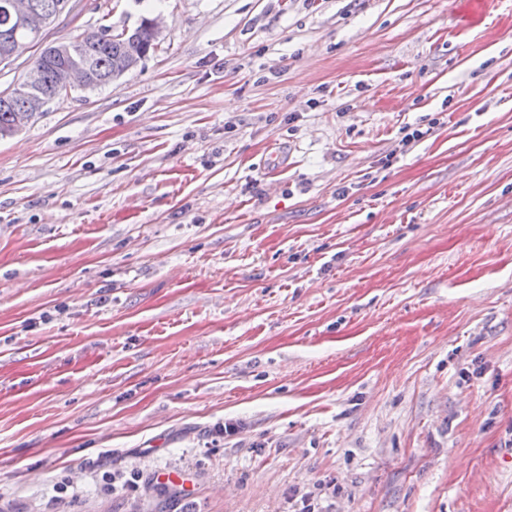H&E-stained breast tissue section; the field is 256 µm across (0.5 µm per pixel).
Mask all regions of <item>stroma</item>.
Returning a JSON list of instances; mask_svg holds the SVG:
<instances>
[{
  "instance_id": "obj_1",
  "label": "stroma",
  "mask_w": 512,
  "mask_h": 512,
  "mask_svg": "<svg viewBox=\"0 0 512 512\" xmlns=\"http://www.w3.org/2000/svg\"><path fill=\"white\" fill-rule=\"evenodd\" d=\"M470 8L70 0L48 40L163 28L0 139V512H512V0ZM148 23L152 26L154 31L151 27L141 24L139 27H137L135 37L137 50L147 55L149 53L155 52L158 46L156 35L158 37L160 33V25L157 17L149 18Z\"/></svg>"
}]
</instances>
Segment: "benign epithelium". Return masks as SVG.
Here are the masks:
<instances>
[{
  "label": "benign epithelium",
  "mask_w": 512,
  "mask_h": 512,
  "mask_svg": "<svg viewBox=\"0 0 512 512\" xmlns=\"http://www.w3.org/2000/svg\"><path fill=\"white\" fill-rule=\"evenodd\" d=\"M68 0L56 10H39L32 0H10L6 10L18 26L34 34L45 33L64 11ZM51 70L61 91L72 89L73 80L84 90H93L102 82L94 68L92 57L66 40H57L46 47L34 61L24 79L11 91L0 95V110L7 112H41L51 98L41 92L46 71Z\"/></svg>",
  "instance_id": "7a95c632"
}]
</instances>
